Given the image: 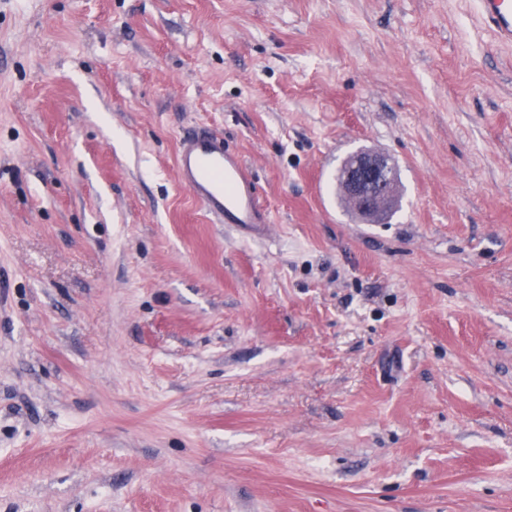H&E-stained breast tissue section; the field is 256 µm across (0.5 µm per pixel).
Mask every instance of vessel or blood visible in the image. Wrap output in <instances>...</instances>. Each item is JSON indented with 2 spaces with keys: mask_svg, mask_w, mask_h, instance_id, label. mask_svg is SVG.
Instances as JSON below:
<instances>
[{
  "mask_svg": "<svg viewBox=\"0 0 512 512\" xmlns=\"http://www.w3.org/2000/svg\"><path fill=\"white\" fill-rule=\"evenodd\" d=\"M483 24L494 37L512 44V0H477ZM180 182L217 224L268 223L255 180L223 136L206 129L183 135L177 155Z\"/></svg>",
  "mask_w": 512,
  "mask_h": 512,
  "instance_id": "vessel-or-blood-1",
  "label": "vessel or blood"
}]
</instances>
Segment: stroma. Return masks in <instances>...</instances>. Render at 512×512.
Here are the masks:
<instances>
[{"label": "stroma", "mask_w": 512, "mask_h": 512, "mask_svg": "<svg viewBox=\"0 0 512 512\" xmlns=\"http://www.w3.org/2000/svg\"><path fill=\"white\" fill-rule=\"evenodd\" d=\"M222 134L270 215L179 183ZM394 162L369 224L329 180ZM0 512H512V44L475 0H0Z\"/></svg>", "instance_id": "stroma-1"}]
</instances>
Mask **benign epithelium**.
I'll list each match as a JSON object with an SVG mask.
<instances>
[{
  "instance_id": "benign-epithelium-1",
  "label": "benign epithelium",
  "mask_w": 512,
  "mask_h": 512,
  "mask_svg": "<svg viewBox=\"0 0 512 512\" xmlns=\"http://www.w3.org/2000/svg\"><path fill=\"white\" fill-rule=\"evenodd\" d=\"M341 183L349 204L359 215L372 221L388 213L396 200V168L381 152H358L342 172Z\"/></svg>"
}]
</instances>
